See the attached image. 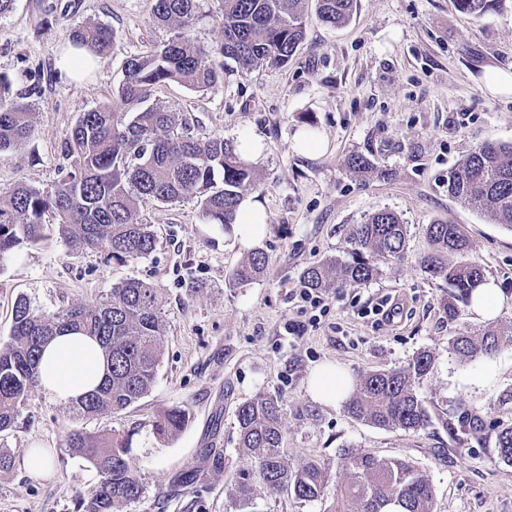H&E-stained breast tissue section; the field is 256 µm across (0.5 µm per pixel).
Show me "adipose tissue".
I'll return each mask as SVG.
<instances>
[{
    "instance_id": "1",
    "label": "adipose tissue",
    "mask_w": 512,
    "mask_h": 512,
    "mask_svg": "<svg viewBox=\"0 0 512 512\" xmlns=\"http://www.w3.org/2000/svg\"><path fill=\"white\" fill-rule=\"evenodd\" d=\"M104 362L98 345L88 337L65 334L55 337L45 348L38 388L66 402L90 390L103 376ZM350 379L330 365L312 370L308 378L311 397L333 404L349 394Z\"/></svg>"
}]
</instances>
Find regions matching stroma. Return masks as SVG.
<instances>
[{"label": "stroma", "instance_id": "stroma-1", "mask_svg": "<svg viewBox=\"0 0 512 512\" xmlns=\"http://www.w3.org/2000/svg\"><path fill=\"white\" fill-rule=\"evenodd\" d=\"M94 22L111 28L113 53L85 79L61 75L57 60L67 31ZM169 37L152 22L150 0H16L0 18V78L11 96L29 104L34 133L0 154V191L57 183L65 165L59 146L81 113L111 105L126 60ZM509 65L512 0L478 19L453 0H358L345 26L310 22L287 66L246 71L229 64L223 84L213 89L176 82L154 88L149 103L183 115L193 135L262 138L257 186L245 198L260 203L268 217L269 231L255 248L266 256V273L251 285L233 284L232 271L251 251L202 223L193 201L142 202L139 218L157 235L154 252L143 259L76 249L52 232L17 247L0 267V342L10 334L21 295L51 314L95 305L132 278L160 288L166 303L162 359L148 395L123 412L79 422L65 402L38 393L13 430L0 436V451L13 459L0 470V512H74L98 479L65 447L76 427L132 432L131 464L147 495L124 512H234L229 490L243 467L235 412L262 393L282 400L291 461L332 462L347 446L407 456L428 474L436 512H512V463L500 461L495 448L497 425L512 424V402L500 401L512 391V346L493 358L500 376L489 390L459 388L460 379L484 364L461 362L448 351L459 331L512 329V306L490 322L466 307L448 319L441 308L446 283L419 270L427 225L449 221L463 225L471 258L512 295V230L449 197L446 186L451 169L475 146L512 143V95H488L479 82L486 67ZM302 129L323 135L327 150L295 153L292 137ZM353 154L371 158L382 176L353 174L345 164ZM380 209L397 212L407 226L404 261L381 264L370 283L327 291L320 324L284 345L286 326L305 319L291 294L303 270L345 255L353 225ZM384 301L399 305L397 320L371 316ZM424 349L433 350L436 361L422 396L449 419L465 410L480 419L482 440L458 442L437 423L415 433L379 429L308 392L318 365L354 378L405 366ZM172 407L185 410L187 426L155 438L153 420ZM33 447L52 456L49 475L24 470L23 456ZM189 467L198 469L197 483L176 490V476Z\"/></svg>", "mask_w": 512, "mask_h": 512}]
</instances>
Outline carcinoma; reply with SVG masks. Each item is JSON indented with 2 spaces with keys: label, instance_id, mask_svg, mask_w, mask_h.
<instances>
[{
  "label": "carcinoma",
  "instance_id": "carcinoma-1",
  "mask_svg": "<svg viewBox=\"0 0 512 512\" xmlns=\"http://www.w3.org/2000/svg\"><path fill=\"white\" fill-rule=\"evenodd\" d=\"M309 0H219L224 40L209 50L191 39L187 30L196 18L198 0H152V18L170 30L156 49L126 61L125 78L112 108L82 113L60 146L70 170L46 190L18 186L0 192V266L23 242L44 239L45 216L55 218V233L75 248L91 249L113 258L142 259L156 248L151 225L138 220V205L146 200L180 203L196 200L205 223L225 231L257 179L236 144L221 137L199 138L179 132V116L145 102L153 88L170 81L192 90H207L224 80V65L212 53L242 69L284 67L305 40ZM315 16L330 27L347 24L357 0H314ZM504 0H455L459 11L480 17ZM67 39L102 59L115 47L110 29L100 23L72 28ZM125 105L137 106L132 115ZM29 105L9 94L0 79V153L21 146L32 135ZM358 175L378 172L363 155L347 159ZM223 174L222 185L215 171ZM448 195L483 213L495 224L512 229V143H485L472 150L448 173ZM432 251L420 261L422 273L448 283L442 302L445 316L458 318L471 303L474 290L487 277L485 267L467 255L473 246L462 226L438 221L427 227ZM407 225L389 209L369 214L355 225L349 258L331 257L304 269L311 288L355 286L377 278L376 261L404 259ZM266 257L255 252L232 273L237 285L258 280ZM165 297L153 284L127 280L112 288L110 297L94 306H74L52 314L37 309L26 297L16 299L8 340L0 342V433L11 430L20 409L38 388L44 342L61 331H79L96 340L107 361V376L93 392L70 402L74 417L87 420L118 413L144 397L154 386L161 357ZM512 345V334L487 329L463 331L448 341V349L464 361L490 359ZM435 355L422 350L398 368L359 376L344 402L351 417L375 427L417 432L432 419L454 438L478 433L474 418L461 413L456 421L430 410L418 393L430 378ZM283 405L272 394H259L237 407V448L246 467L239 471L231 500L235 512H254L259 492L283 487L304 502L324 498L330 486L329 467L304 458L288 462L284 443ZM188 420L184 410H166L152 424L159 439L179 432ZM132 436L70 430L69 450L96 470L99 480L80 499L77 512H122L145 497L146 488L130 464ZM498 457L512 463V425L496 433ZM339 481L334 486V512H435V492L428 475L405 458L379 457L354 448L338 454Z\"/></svg>",
  "mask_w": 512,
  "mask_h": 512
}]
</instances>
